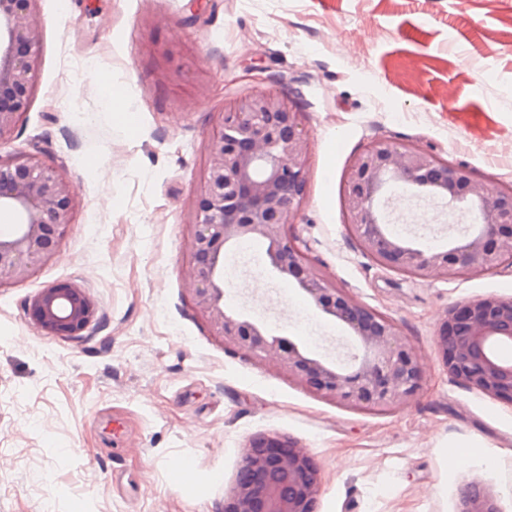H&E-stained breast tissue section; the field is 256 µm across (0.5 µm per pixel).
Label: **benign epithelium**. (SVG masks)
Returning <instances> with one entry per match:
<instances>
[{
  "label": "benign epithelium",
  "instance_id": "benign-epithelium-1",
  "mask_svg": "<svg viewBox=\"0 0 512 512\" xmlns=\"http://www.w3.org/2000/svg\"><path fill=\"white\" fill-rule=\"evenodd\" d=\"M37 0H0V141L25 112L37 68ZM309 133L288 96L255 90L221 113L206 148L200 187L190 209L189 275L194 305L224 346L270 360L289 378L342 407L396 409L422 388V364L397 324L353 299L327 278L296 244L288 225L303 202ZM350 234L362 251L393 271L445 280L488 274L512 258V185L480 183L471 169L411 144L378 140L357 154L345 175ZM401 187L473 218L448 245L425 248L389 230L388 209ZM77 189L57 167L0 155V211L14 224L0 232V286L25 280L66 235ZM266 245L275 277L301 291L323 318L344 328L359 353L349 364L319 355L271 333L267 325L226 305L224 255L243 241ZM43 335L74 337L98 320L99 306L84 288L61 281L25 304ZM512 300L494 295L458 302L443 313L437 347L456 382L512 403ZM321 469L301 442L279 432L249 437L237 475L224 494V512H318ZM459 512H500L496 497L472 480Z\"/></svg>",
  "mask_w": 512,
  "mask_h": 512
}]
</instances>
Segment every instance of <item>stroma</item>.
Here are the masks:
<instances>
[{
    "label": "stroma",
    "mask_w": 512,
    "mask_h": 512,
    "mask_svg": "<svg viewBox=\"0 0 512 512\" xmlns=\"http://www.w3.org/2000/svg\"><path fill=\"white\" fill-rule=\"evenodd\" d=\"M34 20V93L0 155L58 166L78 204L33 276L0 288V512H222L245 441L272 431L319 462L320 512H458L473 479L512 512V403L455 382L436 337L449 305L512 299V265L401 275L348 235L343 197L351 160L379 139L512 183V0H39ZM272 74L309 132L290 231L415 347L423 387L400 409L324 401L225 348L194 308L186 221L204 149L225 105ZM227 256L230 309L318 354H354L268 271L262 242ZM60 281L100 306L75 338L26 316L27 297ZM452 448L490 469L448 467Z\"/></svg>",
    "instance_id": "35a3bbf8"
}]
</instances>
